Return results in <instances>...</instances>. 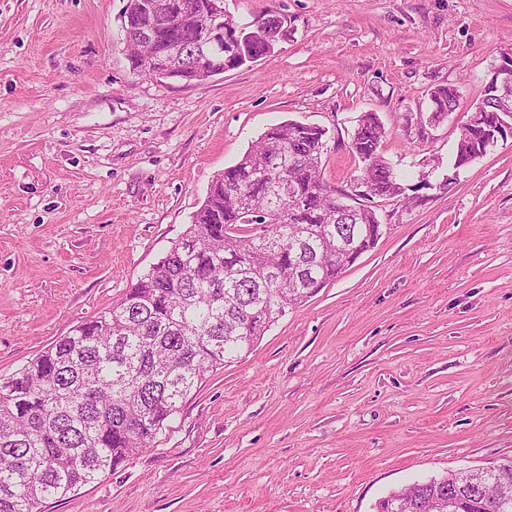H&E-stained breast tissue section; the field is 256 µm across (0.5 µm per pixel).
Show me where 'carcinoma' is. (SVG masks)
<instances>
[{
    "instance_id": "obj_1",
    "label": "carcinoma",
    "mask_w": 512,
    "mask_h": 512,
    "mask_svg": "<svg viewBox=\"0 0 512 512\" xmlns=\"http://www.w3.org/2000/svg\"><path fill=\"white\" fill-rule=\"evenodd\" d=\"M126 0L127 29L157 31L147 44L128 45L142 76L204 81L273 53L269 34L278 16L250 25L224 13V28L242 50L198 41L212 0H165L160 18ZM188 67L162 65L175 44ZM205 61L202 73L191 65ZM459 92L430 93L429 122L458 107ZM512 121V90L484 87L453 167L484 156L498 127ZM384 127L364 114L350 149L365 186L336 188L323 177L327 131L294 120L269 128L212 182L180 241L132 284L121 301L60 337L0 379V512H42L111 473L155 439L206 373L251 350L288 309L300 307L339 276L336 253L360 256L379 240V220L357 202L402 192L400 177L379 148ZM349 207L338 206L341 198ZM260 231L243 234L242 226ZM455 490L448 507V486ZM378 512H512V463L447 471L389 493Z\"/></svg>"
}]
</instances>
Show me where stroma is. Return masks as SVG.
Returning a JSON list of instances; mask_svg holds the SVG:
<instances>
[{
	"mask_svg": "<svg viewBox=\"0 0 512 512\" xmlns=\"http://www.w3.org/2000/svg\"><path fill=\"white\" fill-rule=\"evenodd\" d=\"M275 52L204 82L133 72L123 0H0V377L124 296L215 177L272 125L358 119L407 175L377 245L207 373L152 448L44 512H376L389 492L512 460V135L455 169L512 50V0H224ZM458 109L429 124L430 89ZM487 83L504 88L512 87V53L511 51L501 56L498 64H495Z\"/></svg>",
	"mask_w": 512,
	"mask_h": 512,
	"instance_id": "1",
	"label": "stroma"
}]
</instances>
